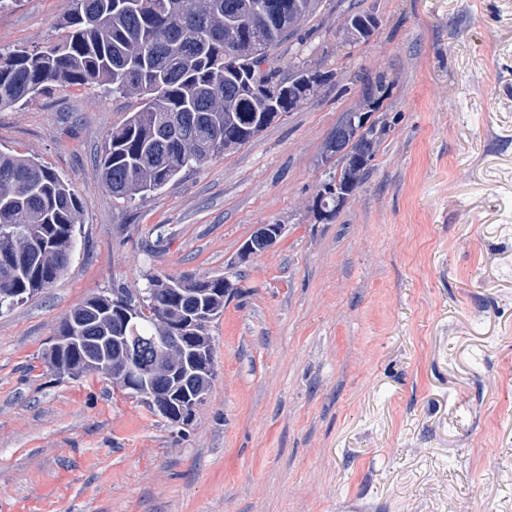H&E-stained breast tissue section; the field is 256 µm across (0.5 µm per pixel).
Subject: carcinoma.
<instances>
[{"label": "carcinoma", "mask_w": 512, "mask_h": 512, "mask_svg": "<svg viewBox=\"0 0 512 512\" xmlns=\"http://www.w3.org/2000/svg\"><path fill=\"white\" fill-rule=\"evenodd\" d=\"M318 0H70L64 39L30 53H0V109L76 85L99 84L125 96H140L138 110L112 131L100 167L113 196L126 202L162 188L203 161L173 127L214 144L224 137L266 128L307 100L315 86L303 82L304 68L264 69L273 47L294 37ZM82 205L74 189L48 167L0 152V235L15 244L0 252L13 272L0 276V313L55 283L67 269L76 244ZM142 316L137 332L150 336L163 311L193 316L197 309L224 312V277L178 279ZM208 320H194L185 342L212 348ZM58 335L83 340L65 350L49 348L50 369L110 375L90 360L104 355L119 362L112 335V294L86 300L61 323Z\"/></svg>", "instance_id": "cac0c4a2"}]
</instances>
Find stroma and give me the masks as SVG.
I'll use <instances>...</instances> for the list:
<instances>
[{"label":"stroma","mask_w":512,"mask_h":512,"mask_svg":"<svg viewBox=\"0 0 512 512\" xmlns=\"http://www.w3.org/2000/svg\"><path fill=\"white\" fill-rule=\"evenodd\" d=\"M68 0L0 11V52L61 40ZM378 27L348 43L352 10ZM267 64L316 93L129 203L99 159L138 103L99 85L0 110V150L81 204L64 276L0 314V512H512V0H321ZM377 87L371 169L331 220L326 145ZM285 231L212 322L217 376L178 428L49 369L61 320L151 276L223 274ZM284 225L281 224H261L251 238L244 243L238 253V263L245 264L252 257L265 252L274 246L283 233Z\"/></svg>","instance_id":"1"}]
</instances>
